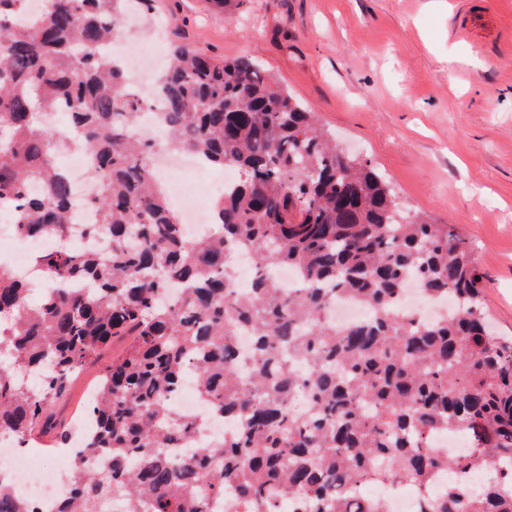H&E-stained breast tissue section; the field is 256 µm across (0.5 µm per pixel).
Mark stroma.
<instances>
[{"label": "stroma", "mask_w": 512, "mask_h": 512, "mask_svg": "<svg viewBox=\"0 0 512 512\" xmlns=\"http://www.w3.org/2000/svg\"><path fill=\"white\" fill-rule=\"evenodd\" d=\"M125 25L159 35V63L179 35L275 76L407 211L454 228L485 276L488 320L512 337V0H155ZM125 346L80 373L57 417L72 421Z\"/></svg>", "instance_id": "stroma-1"}]
</instances>
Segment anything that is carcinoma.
Wrapping results in <instances>:
<instances>
[{"mask_svg":"<svg viewBox=\"0 0 512 512\" xmlns=\"http://www.w3.org/2000/svg\"><path fill=\"white\" fill-rule=\"evenodd\" d=\"M133 1L154 8L45 0L25 22L24 0H0V202L25 236L68 232L72 194L55 156L69 145L42 123L67 112L98 185L87 234L106 248L39 254L48 291L36 306L0 268V430L22 446L44 436L63 447L53 404L104 345L131 336L89 406L94 435L62 512H87L106 486L123 512H210L229 490L240 512H348L355 485L423 491L449 470L456 481L421 512H512V338L485 320L470 249L448 225L406 213L370 162L253 61L176 42L158 80L165 146L242 174L213 233L185 235L150 165L153 144L133 134L150 102L104 51ZM239 245L252 252L245 295L227 261ZM279 266L299 273L300 293L272 281ZM411 279L431 299L452 296L453 313L424 321L397 308ZM175 284L182 297L170 303ZM345 293L374 319L328 321ZM240 325L252 334L244 358ZM189 377L208 410L235 418V434L196 442L199 423L172 403ZM299 393L305 414L291 407ZM443 431L469 447L437 452ZM100 448L112 455L106 472L90 461ZM0 512L34 510L0 484Z\"/></svg>","mask_w":512,"mask_h":512,"instance_id":"1","label":"carcinoma"}]
</instances>
